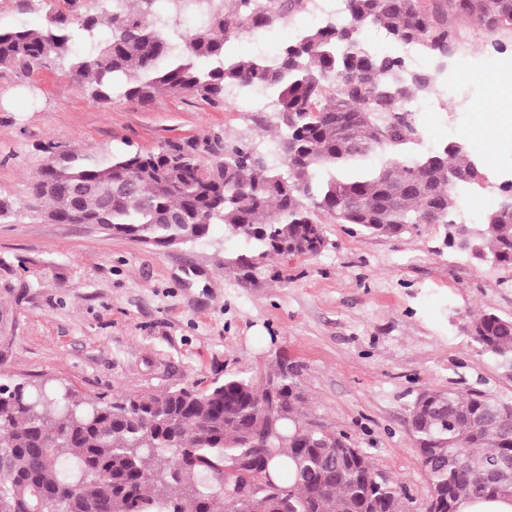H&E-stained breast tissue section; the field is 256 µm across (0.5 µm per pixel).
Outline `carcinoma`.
Masks as SVG:
<instances>
[{
  "label": "carcinoma",
  "mask_w": 512,
  "mask_h": 512,
  "mask_svg": "<svg viewBox=\"0 0 512 512\" xmlns=\"http://www.w3.org/2000/svg\"><path fill=\"white\" fill-rule=\"evenodd\" d=\"M313 2L133 0L121 13L89 8L43 28L0 27V69L66 66L99 106L115 97L146 102L165 90L223 107L231 93L258 87L268 91L259 120L276 128L268 151L227 132L104 159L50 144L32 184V212L157 247L196 242L222 224L246 244L224 258L246 287L279 277L274 260L321 253L327 223L390 238L419 232L425 214L445 231L464 226L477 260L512 265V212L497 205L479 224L461 219L459 200L477 184L469 149L446 144L408 155L421 137L409 102L434 92L437 71L413 68L401 52L412 46L443 67L460 45L452 21L460 16L512 35V0H345V17L328 14L273 57L227 54L230 40L286 23ZM164 6L169 18L203 16L201 27L168 36L157 22ZM371 27L391 50L367 44ZM127 180L133 190L111 192ZM465 325L512 366V320L486 311ZM303 401L297 371L284 361L259 383L230 373L206 389L110 398L16 383L0 392V512H234V465L243 456L263 461L252 475L257 496L279 487L286 512H408L403 486L371 477L362 451L330 453L349 447L343 434L302 424ZM408 424L419 450L439 456L428 470L429 512H457L463 495L512 496L508 483L476 479L512 456V405L426 389ZM282 455L291 466L271 473ZM464 457L472 477L460 473Z\"/></svg>",
  "instance_id": "cac0c4a2"
}]
</instances>
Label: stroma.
<instances>
[{"label":"stroma","instance_id":"obj_1","mask_svg":"<svg viewBox=\"0 0 512 512\" xmlns=\"http://www.w3.org/2000/svg\"><path fill=\"white\" fill-rule=\"evenodd\" d=\"M70 0H0V25L38 27L71 13ZM307 11L286 25L233 41L237 57L271 56L295 32L316 26ZM448 60L444 106L420 99L425 154L459 142L482 159L476 195L498 202L512 178V141H495L499 121L486 84L457 74L486 56L512 58V37L469 18ZM229 132L268 146L250 106L214 107L190 92L146 103L87 100L67 69L26 76L0 71V383L48 382L86 396L115 391L204 388L228 373L265 375L288 360L306 401L308 427L344 433L376 471L425 512L429 486L408 420L421 390L483 392L512 405V369L460 324L486 310L512 319V266L478 262L446 247L438 224L402 237H364L326 224L317 256L280 264V278L241 287L224 268L241 243L223 225L169 248L113 235L92 224H53L28 209L44 144L100 158L152 151L167 141Z\"/></svg>","mask_w":512,"mask_h":512}]
</instances>
